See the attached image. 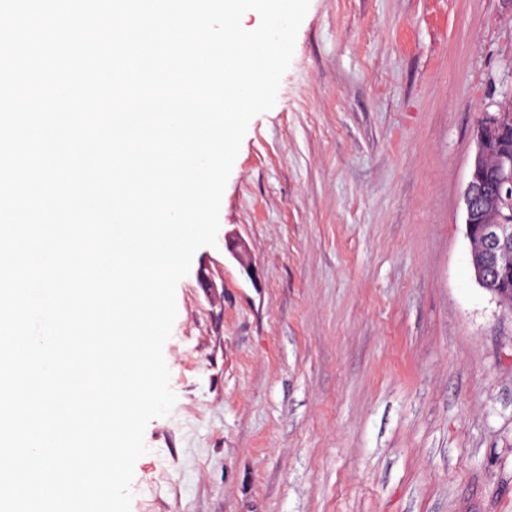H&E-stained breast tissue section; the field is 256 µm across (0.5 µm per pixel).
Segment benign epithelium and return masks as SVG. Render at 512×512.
Instances as JSON below:
<instances>
[{"label":"benign epithelium","mask_w":512,"mask_h":512,"mask_svg":"<svg viewBox=\"0 0 512 512\" xmlns=\"http://www.w3.org/2000/svg\"><path fill=\"white\" fill-rule=\"evenodd\" d=\"M512 166V129L498 112L481 114L476 130V152L470 178L463 192L466 234L477 239L471 252L475 279L505 297L504 289L490 279L498 270L512 266V224L493 223L485 213L500 207L503 198L512 193L505 176Z\"/></svg>","instance_id":"obj_1"}]
</instances>
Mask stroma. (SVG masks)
Wrapping results in <instances>:
<instances>
[{
    "label": "stroma",
    "instance_id": "35a3bbf8",
    "mask_svg": "<svg viewBox=\"0 0 512 512\" xmlns=\"http://www.w3.org/2000/svg\"><path fill=\"white\" fill-rule=\"evenodd\" d=\"M509 104L512 0H311L177 284L131 512H512V312L462 200Z\"/></svg>",
    "mask_w": 512,
    "mask_h": 512
}]
</instances>
